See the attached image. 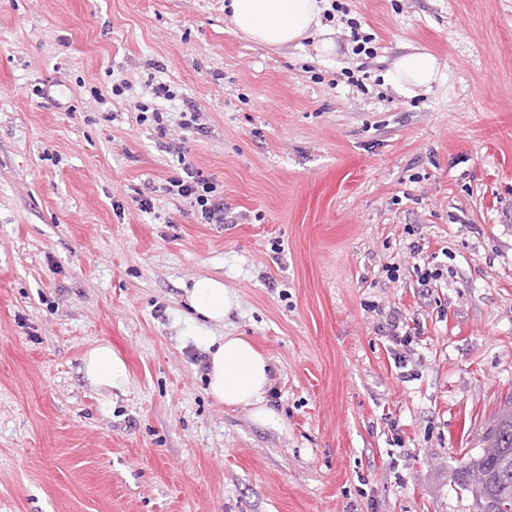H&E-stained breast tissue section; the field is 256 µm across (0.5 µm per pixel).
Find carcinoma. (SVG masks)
<instances>
[{
  "label": "carcinoma",
  "instance_id": "cac0c4a2",
  "mask_svg": "<svg viewBox=\"0 0 512 512\" xmlns=\"http://www.w3.org/2000/svg\"><path fill=\"white\" fill-rule=\"evenodd\" d=\"M483 441L461 471L463 486L475 494L478 512H512V400Z\"/></svg>",
  "mask_w": 512,
  "mask_h": 512
}]
</instances>
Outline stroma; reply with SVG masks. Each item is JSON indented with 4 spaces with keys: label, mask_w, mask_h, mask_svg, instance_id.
I'll use <instances>...</instances> for the list:
<instances>
[{
    "label": "stroma",
    "mask_w": 512,
    "mask_h": 512,
    "mask_svg": "<svg viewBox=\"0 0 512 512\" xmlns=\"http://www.w3.org/2000/svg\"><path fill=\"white\" fill-rule=\"evenodd\" d=\"M338 2L326 55L224 0H0V512H477L460 470L512 396V0ZM412 47L440 78L407 95ZM179 141L224 223L166 192ZM200 276L280 429L208 394ZM101 339L127 394L81 372ZM439 73V63L434 56L414 49L394 61L387 80L395 88L415 94L417 90L427 89L438 81ZM187 293L194 312L215 325H223L224 319L237 305L234 294L224 286L222 280L214 277L194 279Z\"/></svg>",
    "instance_id": "stroma-1"
}]
</instances>
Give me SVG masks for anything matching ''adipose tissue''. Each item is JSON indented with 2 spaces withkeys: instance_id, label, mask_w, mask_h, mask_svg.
Returning <instances> with one entry per match:
<instances>
[{
  "instance_id": "1",
  "label": "adipose tissue",
  "mask_w": 512,
  "mask_h": 512,
  "mask_svg": "<svg viewBox=\"0 0 512 512\" xmlns=\"http://www.w3.org/2000/svg\"><path fill=\"white\" fill-rule=\"evenodd\" d=\"M232 19L253 40L274 47L306 38L319 26L318 0H230ZM437 59L423 51L400 55L387 74L389 84L413 94L439 79ZM188 300L194 312L208 322L197 342L207 355L208 392L217 402L250 408L253 419L276 429L279 414L269 407L265 394L269 385L267 358L242 336H215L211 325L223 324L237 305L234 294L222 280L203 276L193 280ZM88 381L103 394L126 393L130 377L125 360L108 341H98L82 358Z\"/></svg>"
}]
</instances>
